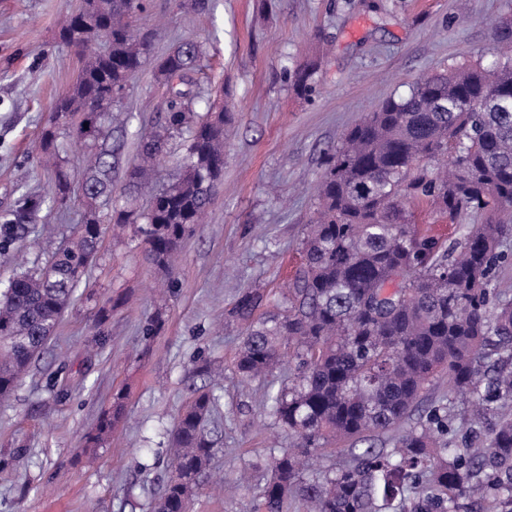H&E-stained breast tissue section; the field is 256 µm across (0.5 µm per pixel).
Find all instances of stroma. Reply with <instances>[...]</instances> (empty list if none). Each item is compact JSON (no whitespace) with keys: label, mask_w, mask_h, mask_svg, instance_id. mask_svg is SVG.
<instances>
[{"label":"stroma","mask_w":512,"mask_h":512,"mask_svg":"<svg viewBox=\"0 0 512 512\" xmlns=\"http://www.w3.org/2000/svg\"><path fill=\"white\" fill-rule=\"evenodd\" d=\"M80 0H0V212L48 186L31 146L82 66L58 38ZM138 26L152 53L122 101L131 118L109 144L119 164L106 202H126L124 172L137 133L166 112L159 62L186 40L201 43L214 95L234 111L224 138V179L188 237L170 279L146 256L136 226L106 233L81 297L64 313L14 394L0 401V512H153L168 476L170 433L192 387L218 397L207 431L214 474L226 493L203 486L193 512H251L281 430L265 405L276 369L237 384L244 328L231 311L260 288L281 299L316 208L323 153L384 99L406 94L437 68L495 59L512 32V0H146ZM315 67L313 93L291 82ZM79 192L68 209L34 218L38 243L0 251V282L16 252L46 262L82 219ZM109 308L100 319L101 308ZM153 335H145L148 325ZM124 415L96 448L82 436L116 393Z\"/></svg>","instance_id":"35a3bbf8"}]
</instances>
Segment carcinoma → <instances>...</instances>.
Wrapping results in <instances>:
<instances>
[{
    "label": "carcinoma",
    "mask_w": 512,
    "mask_h": 512,
    "mask_svg": "<svg viewBox=\"0 0 512 512\" xmlns=\"http://www.w3.org/2000/svg\"><path fill=\"white\" fill-rule=\"evenodd\" d=\"M144 11L143 0H82L59 29L83 66L41 132V149L55 158L50 187L0 213V250L28 237L42 209L69 206L65 138L85 152L86 210L45 266L19 262L0 290L1 399L54 336L110 224L139 225L149 260L167 274L221 183L233 115L192 79L202 51L189 40L158 65L169 108L140 136L125 180L149 187L176 139L185 142L179 172L146 210L101 208L116 156L109 130L128 121L119 104L150 53L133 25ZM313 76L311 67L294 71L296 93H312ZM469 100L479 107L458 109ZM105 101L110 110L96 111ZM316 200L283 310L255 317L269 303L259 288L232 309L244 325L242 381L293 365L288 385L267 392L288 444L271 452L253 512L297 503L308 512H512V297L496 285L512 263V60L451 66L384 100L326 155ZM420 208L457 234L415 223ZM440 379L448 396L423 403ZM121 400L86 446L110 436ZM217 406L213 392L197 389L177 419L174 475L153 512H190L215 455L205 428ZM387 433L392 447L377 445ZM331 444L340 460L328 465Z\"/></svg>",
    "instance_id": "obj_1"
}]
</instances>
